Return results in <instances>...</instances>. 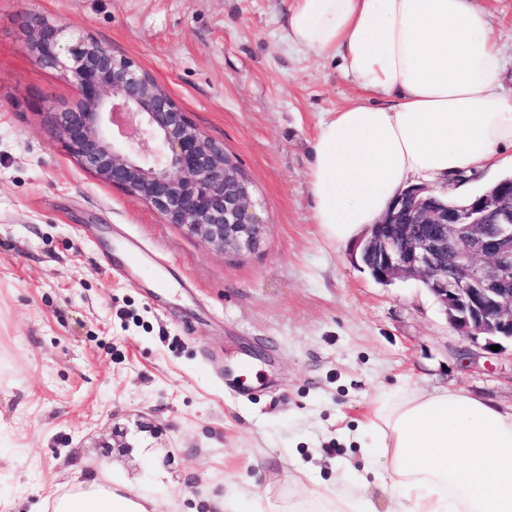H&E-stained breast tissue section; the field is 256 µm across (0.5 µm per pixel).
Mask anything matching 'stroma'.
<instances>
[{
	"instance_id": "obj_1",
	"label": "stroma",
	"mask_w": 512,
	"mask_h": 512,
	"mask_svg": "<svg viewBox=\"0 0 512 512\" xmlns=\"http://www.w3.org/2000/svg\"><path fill=\"white\" fill-rule=\"evenodd\" d=\"M290 0H0V512L106 469L158 512H241L372 480L366 403L462 387L512 405V345L490 354L418 279L383 285L327 242L307 172L320 120L356 97L335 61L281 38ZM44 17L151 72L242 161L265 245L216 252L98 180L50 122L75 83L30 50ZM144 251L125 265V242ZM251 494L250 491L244 489L234 497L213 495L206 500L204 512H239L240 503Z\"/></svg>"
}]
</instances>
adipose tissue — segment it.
I'll return each mask as SVG.
<instances>
[{"mask_svg":"<svg viewBox=\"0 0 512 512\" xmlns=\"http://www.w3.org/2000/svg\"><path fill=\"white\" fill-rule=\"evenodd\" d=\"M284 39L337 59L360 94L319 128L307 179L325 238L344 244L414 185L466 197L460 171L512 162L507 62L473 0H294ZM363 447L379 449L373 483L388 512H512V407L469 391L407 387L376 397ZM311 508L376 512L344 485ZM48 512H157L154 499L94 477L46 501Z\"/></svg>","mask_w":512,"mask_h":512,"instance_id":"1","label":"adipose tissue"}]
</instances>
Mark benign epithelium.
<instances>
[{
	"instance_id": "benign-epithelium-1",
	"label": "benign epithelium",
	"mask_w": 512,
	"mask_h": 512,
	"mask_svg": "<svg viewBox=\"0 0 512 512\" xmlns=\"http://www.w3.org/2000/svg\"><path fill=\"white\" fill-rule=\"evenodd\" d=\"M31 51L77 87L56 113L68 153L101 181L150 204L169 224L226 255L255 253L267 224L254 210L253 182L224 145L204 135L155 78L91 37L62 44V28L31 25ZM133 130L125 141L112 127ZM412 187L356 244L377 281L417 276L448 323L482 349L512 342V194L494 191L454 207L429 205Z\"/></svg>"
}]
</instances>
